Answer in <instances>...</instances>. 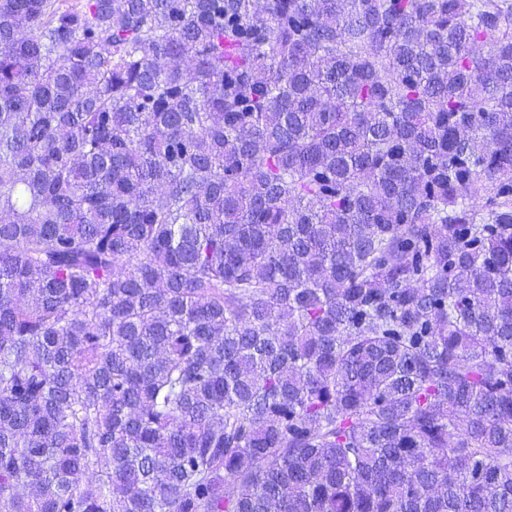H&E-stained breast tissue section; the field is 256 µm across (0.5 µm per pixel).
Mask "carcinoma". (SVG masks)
<instances>
[{
  "instance_id": "carcinoma-1",
  "label": "carcinoma",
  "mask_w": 512,
  "mask_h": 512,
  "mask_svg": "<svg viewBox=\"0 0 512 512\" xmlns=\"http://www.w3.org/2000/svg\"><path fill=\"white\" fill-rule=\"evenodd\" d=\"M0 512H512V0H0Z\"/></svg>"
}]
</instances>
